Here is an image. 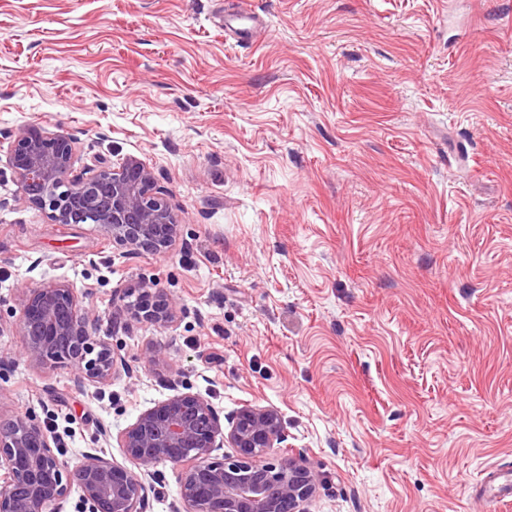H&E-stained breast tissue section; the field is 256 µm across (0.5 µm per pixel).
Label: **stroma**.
<instances>
[{
  "instance_id": "1",
  "label": "stroma",
  "mask_w": 512,
  "mask_h": 512,
  "mask_svg": "<svg viewBox=\"0 0 512 512\" xmlns=\"http://www.w3.org/2000/svg\"><path fill=\"white\" fill-rule=\"evenodd\" d=\"M28 124L145 161L175 244L28 207L6 153ZM51 282L99 316L111 382L26 357L22 291ZM146 282L173 327L124 311ZM185 392L277 410L309 512H512L476 485L512 470V0H0V416L121 463ZM152 472L148 512H183L179 468ZM254 20L244 14L227 13L224 15V29L235 35L238 41L250 42L254 34Z\"/></svg>"
}]
</instances>
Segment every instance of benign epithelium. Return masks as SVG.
<instances>
[{
  "mask_svg": "<svg viewBox=\"0 0 512 512\" xmlns=\"http://www.w3.org/2000/svg\"><path fill=\"white\" fill-rule=\"evenodd\" d=\"M80 148L69 135L32 124L19 129L7 161L23 201L55 224L101 226L128 252L162 253L179 224L153 169L128 156L110 166L75 168ZM131 318L170 327L176 302L148 283L126 305ZM26 354L37 366L67 364L79 379L101 384L124 365L97 336V319L66 284L29 288L19 317ZM278 412L245 405L227 421L204 399L173 395L142 412L117 438L132 470L86 452L73 465L32 419H0V512H56L71 489L90 512H147L149 467H181L185 512H308L319 480L301 453L281 454Z\"/></svg>",
  "mask_w": 512,
  "mask_h": 512,
  "instance_id": "benign-epithelium-1",
  "label": "benign epithelium"
}]
</instances>
